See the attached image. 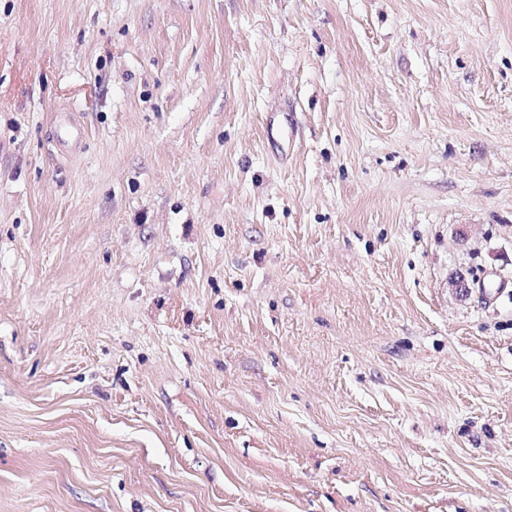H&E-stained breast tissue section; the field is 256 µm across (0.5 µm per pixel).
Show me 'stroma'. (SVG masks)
<instances>
[{
    "instance_id": "1",
    "label": "stroma",
    "mask_w": 512,
    "mask_h": 512,
    "mask_svg": "<svg viewBox=\"0 0 512 512\" xmlns=\"http://www.w3.org/2000/svg\"><path fill=\"white\" fill-rule=\"evenodd\" d=\"M0 512H512V0H0Z\"/></svg>"
}]
</instances>
